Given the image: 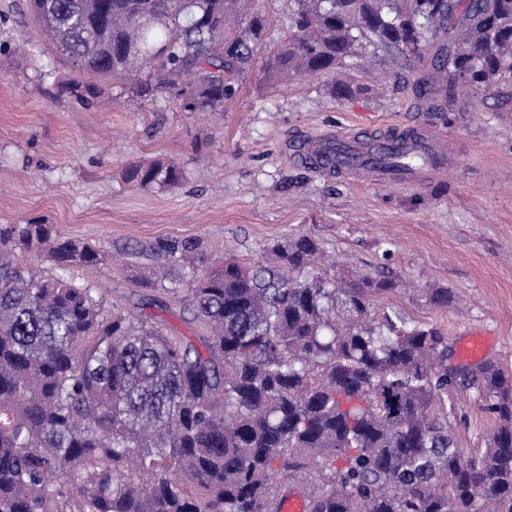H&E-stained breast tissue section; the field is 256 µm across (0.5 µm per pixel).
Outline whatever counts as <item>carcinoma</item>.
I'll return each instance as SVG.
<instances>
[{"instance_id": "obj_1", "label": "carcinoma", "mask_w": 512, "mask_h": 512, "mask_svg": "<svg viewBox=\"0 0 512 512\" xmlns=\"http://www.w3.org/2000/svg\"><path fill=\"white\" fill-rule=\"evenodd\" d=\"M248 0H31L44 41L78 74L131 102L222 112L263 46L268 16ZM288 37L263 58L266 80L315 76L368 42L405 61L416 91L456 100L512 80V0H294ZM437 77L421 67L429 38ZM365 90L330 87L337 99ZM127 179L175 190L172 162L132 163ZM275 266L233 258L199 270L201 240L163 239L141 280L178 297L208 333L195 345L156 316L133 317L65 275L104 261L56 225L0 224V512H280L303 478L309 512H512V375L492 360L448 365L430 325L365 322L398 288L389 272L338 288L308 274L319 244L274 243ZM37 256L59 270L36 273ZM439 309L454 294L426 297ZM468 390L496 421L466 453L448 391Z\"/></svg>"}]
</instances>
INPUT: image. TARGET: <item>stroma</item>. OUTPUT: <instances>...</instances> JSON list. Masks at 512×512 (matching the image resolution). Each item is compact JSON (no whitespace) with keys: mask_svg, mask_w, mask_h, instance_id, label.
<instances>
[{"mask_svg":"<svg viewBox=\"0 0 512 512\" xmlns=\"http://www.w3.org/2000/svg\"><path fill=\"white\" fill-rule=\"evenodd\" d=\"M270 19L266 50L292 25L294 0H251ZM368 72L354 61L285 85L253 68L220 112H182L157 100L132 104L104 86L97 104L59 94L69 67L41 44L28 0H0V224L41 221L105 254L94 270L108 302L136 310L149 296L138 279L155 263L151 247L198 238L206 258L255 266L275 242L304 233L335 256L339 280L386 268L401 287L379 296L373 321L396 314L441 330L451 364L460 344L487 334L486 356L512 373V87L459 97L431 111L384 49L367 47ZM339 80L369 85L348 100ZM432 129L448 163L419 184L327 176L301 164L291 146L325 132L408 122ZM166 158L184 166L175 191L124 179L129 164ZM435 288L457 303L437 309ZM461 448H483L492 419L473 393L448 401Z\"/></svg>","mask_w":512,"mask_h":512,"instance_id":"stroma-1","label":"stroma"}]
</instances>
